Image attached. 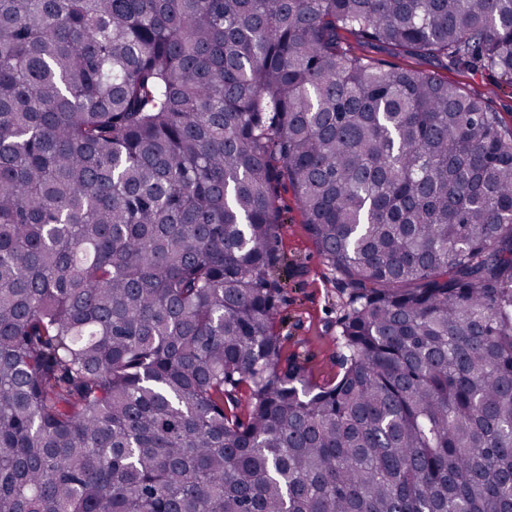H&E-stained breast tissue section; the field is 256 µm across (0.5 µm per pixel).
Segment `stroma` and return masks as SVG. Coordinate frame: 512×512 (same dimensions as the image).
<instances>
[{"instance_id": "35a3bbf8", "label": "stroma", "mask_w": 512, "mask_h": 512, "mask_svg": "<svg viewBox=\"0 0 512 512\" xmlns=\"http://www.w3.org/2000/svg\"><path fill=\"white\" fill-rule=\"evenodd\" d=\"M403 67H417L481 91L498 113L502 132L512 135V85L498 73L452 66L446 60L410 56L394 58ZM283 222L276 245L282 256L277 277L283 287L277 331L282 356L303 363L313 383L336 381L342 373V356L336 338L347 311L348 291L320 255L306 230L305 218L292 188L280 191Z\"/></svg>"}]
</instances>
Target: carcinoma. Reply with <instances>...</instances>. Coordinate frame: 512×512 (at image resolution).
<instances>
[{"mask_svg":"<svg viewBox=\"0 0 512 512\" xmlns=\"http://www.w3.org/2000/svg\"><path fill=\"white\" fill-rule=\"evenodd\" d=\"M345 34L512 77V0H0V512H512V135ZM283 224L276 245L282 256L277 277L283 287L277 332L282 358L303 363L313 383L335 382L342 374L340 320L349 290L320 255L306 230L305 218L291 186L280 190ZM340 375V376H339Z\"/></svg>","mask_w":512,"mask_h":512,"instance_id":"obj_1","label":"carcinoma"}]
</instances>
